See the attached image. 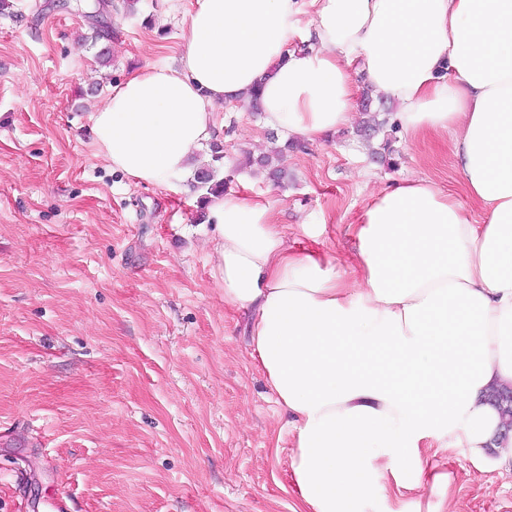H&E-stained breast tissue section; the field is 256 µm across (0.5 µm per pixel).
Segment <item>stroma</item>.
Instances as JSON below:
<instances>
[{
	"label": "stroma",
	"instance_id": "stroma-1",
	"mask_svg": "<svg viewBox=\"0 0 512 512\" xmlns=\"http://www.w3.org/2000/svg\"><path fill=\"white\" fill-rule=\"evenodd\" d=\"M0 12V512H300L291 415L271 396L214 276V224L190 183L146 186L93 143L92 112L149 62L178 65L189 0H11ZM228 189L273 201L289 244L349 259L347 225L381 189L426 177L468 204L454 138L355 128L285 151L279 186L246 164L273 147L248 106L221 109ZM320 226L317 237L302 225ZM451 485L388 469L357 512H512V468L428 448Z\"/></svg>",
	"mask_w": 512,
	"mask_h": 512
}]
</instances>
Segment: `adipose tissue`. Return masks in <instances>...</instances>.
<instances>
[{
    "mask_svg": "<svg viewBox=\"0 0 512 512\" xmlns=\"http://www.w3.org/2000/svg\"><path fill=\"white\" fill-rule=\"evenodd\" d=\"M182 38L179 67L145 66L92 115L98 151L140 183L187 174L256 85L264 127L303 141L355 122L359 74L406 136L455 135L469 206L423 177L382 189L346 266L289 246L266 199L208 204L224 301L251 311L253 356L295 417L303 512H356L378 461L422 473L430 438L512 464L485 400L512 388V0H190Z\"/></svg>",
    "mask_w": 512,
    "mask_h": 512,
    "instance_id": "1",
    "label": "adipose tissue"
}]
</instances>
